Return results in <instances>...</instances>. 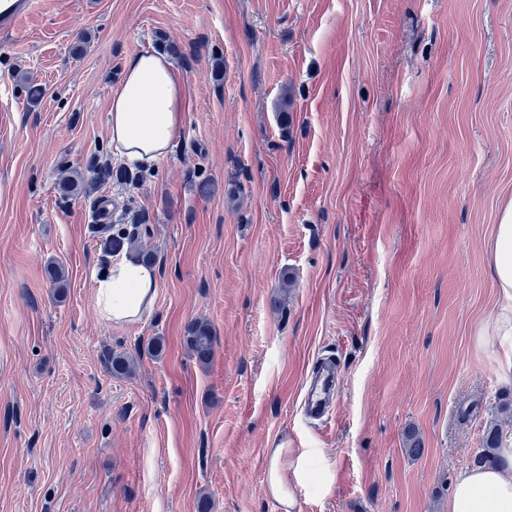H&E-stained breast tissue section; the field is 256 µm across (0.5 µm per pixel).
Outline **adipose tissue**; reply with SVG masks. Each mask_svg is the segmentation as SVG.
Here are the masks:
<instances>
[{"label": "adipose tissue", "mask_w": 512, "mask_h": 512, "mask_svg": "<svg viewBox=\"0 0 512 512\" xmlns=\"http://www.w3.org/2000/svg\"><path fill=\"white\" fill-rule=\"evenodd\" d=\"M185 88L181 72L158 52L128 57L124 77L111 94L109 142L129 166L154 167L166 159L185 120ZM500 309L480 327L479 340L499 345L503 362L512 370V199L503 206L488 243ZM160 271L135 256L111 261L96 279L95 302L100 317L114 324L139 321L154 305ZM504 465L461 470L448 500V512H512V441L502 451ZM310 452L285 444L271 448L266 459L265 494L282 512H295L298 492L313 476H321L322 492L333 483L330 465L314 471Z\"/></svg>", "instance_id": "adipose-tissue-1"}]
</instances>
